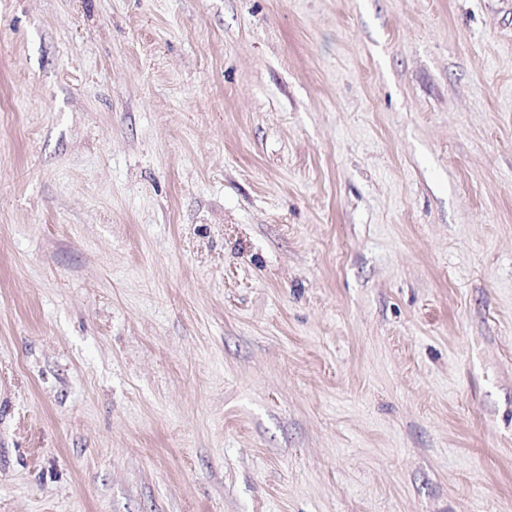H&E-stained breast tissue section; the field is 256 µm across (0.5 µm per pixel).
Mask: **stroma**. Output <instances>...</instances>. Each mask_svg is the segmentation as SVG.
I'll return each instance as SVG.
<instances>
[{
  "label": "stroma",
  "mask_w": 512,
  "mask_h": 512,
  "mask_svg": "<svg viewBox=\"0 0 512 512\" xmlns=\"http://www.w3.org/2000/svg\"><path fill=\"white\" fill-rule=\"evenodd\" d=\"M0 512H512V0H0Z\"/></svg>",
  "instance_id": "stroma-1"
}]
</instances>
